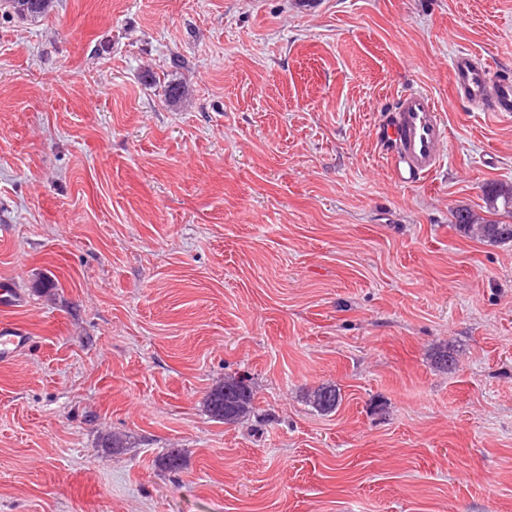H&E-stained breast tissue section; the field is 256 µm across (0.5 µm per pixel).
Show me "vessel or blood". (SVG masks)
<instances>
[{
  "label": "vessel or blood",
  "instance_id": "b4317fda",
  "mask_svg": "<svg viewBox=\"0 0 512 512\" xmlns=\"http://www.w3.org/2000/svg\"><path fill=\"white\" fill-rule=\"evenodd\" d=\"M450 75L455 101L512 118V74L493 71L472 52L461 50L451 60ZM375 134L386 148L396 180L403 184L418 183L432 174L443 161L442 148L448 141L441 109L425 91L403 96ZM31 344L26 330L0 324V362L12 360Z\"/></svg>",
  "mask_w": 512,
  "mask_h": 512
}]
</instances>
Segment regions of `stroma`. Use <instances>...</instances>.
Listing matches in <instances>:
<instances>
[{
	"label": "stroma",
	"mask_w": 512,
	"mask_h": 512,
	"mask_svg": "<svg viewBox=\"0 0 512 512\" xmlns=\"http://www.w3.org/2000/svg\"><path fill=\"white\" fill-rule=\"evenodd\" d=\"M460 49L512 70V0L0 13V320L33 338L0 363V512H512V242L452 217L512 183V120L450 104ZM414 89L449 139L405 185L374 129ZM247 374L224 379V386L213 389L207 399L206 407L211 418L225 424L236 423L255 409V394ZM224 394L232 398L231 409L224 414ZM309 404L318 412H332L340 402V393L331 385H319L308 393Z\"/></svg>",
	"instance_id": "stroma-1"
}]
</instances>
